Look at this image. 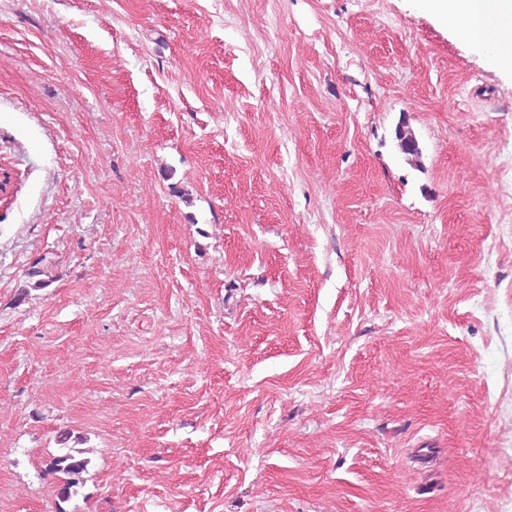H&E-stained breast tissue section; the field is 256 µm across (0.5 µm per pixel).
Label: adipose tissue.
<instances>
[{
    "label": "adipose tissue",
    "instance_id": "adipose-tissue-1",
    "mask_svg": "<svg viewBox=\"0 0 512 512\" xmlns=\"http://www.w3.org/2000/svg\"><path fill=\"white\" fill-rule=\"evenodd\" d=\"M422 6L489 59L512 66V0H422Z\"/></svg>",
    "mask_w": 512,
    "mask_h": 512
}]
</instances>
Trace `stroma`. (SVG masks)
Returning a JSON list of instances; mask_svg holds the SVG:
<instances>
[{"label": "stroma", "mask_w": 512, "mask_h": 512, "mask_svg": "<svg viewBox=\"0 0 512 512\" xmlns=\"http://www.w3.org/2000/svg\"><path fill=\"white\" fill-rule=\"evenodd\" d=\"M0 166V512H512V71L415 0H0ZM395 139L398 142V147L401 152L410 157V159L409 157L407 158L408 161L416 162V159L420 158L421 149L419 144L406 125L400 124L396 127ZM68 439L67 434L60 436V444L64 446L58 448L57 454L51 458L46 469L48 473L55 475L62 473L66 476L59 489L60 498L63 501L78 493L77 488L83 484L82 474L88 471L91 463L90 458L84 456L88 453L86 450L65 446Z\"/></svg>", "instance_id": "35a3bbf8"}]
</instances>
